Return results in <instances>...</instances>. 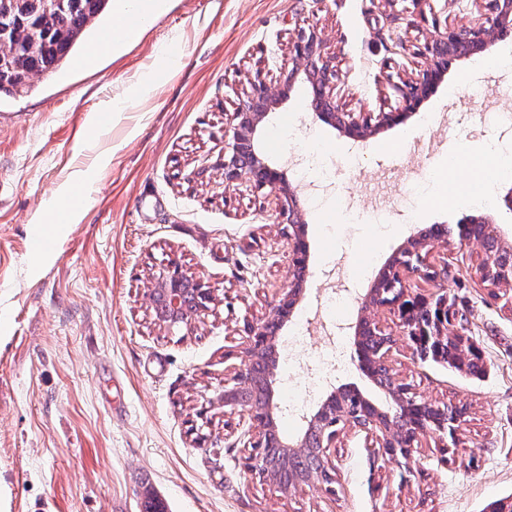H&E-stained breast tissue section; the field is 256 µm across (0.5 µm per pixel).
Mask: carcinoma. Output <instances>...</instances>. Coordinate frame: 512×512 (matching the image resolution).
Segmentation results:
<instances>
[{
  "instance_id": "1",
  "label": "carcinoma",
  "mask_w": 512,
  "mask_h": 512,
  "mask_svg": "<svg viewBox=\"0 0 512 512\" xmlns=\"http://www.w3.org/2000/svg\"><path fill=\"white\" fill-rule=\"evenodd\" d=\"M112 0H0V34L9 47L0 51V97L34 89V76L53 73L69 64L93 40V30L109 12ZM453 234L493 235L484 224H456ZM399 313L410 330L409 340L422 360L430 359L476 375L481 356L462 337L449 332L457 319L455 300L444 294L429 302L406 298Z\"/></svg>"
}]
</instances>
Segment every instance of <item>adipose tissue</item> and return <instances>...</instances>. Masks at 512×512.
Masks as SVG:
<instances>
[{"mask_svg": "<svg viewBox=\"0 0 512 512\" xmlns=\"http://www.w3.org/2000/svg\"><path fill=\"white\" fill-rule=\"evenodd\" d=\"M144 0H112V43L119 46L137 40L150 20L144 15ZM512 161L488 151L474 154L459 148L436 175L424 204L425 210L446 209L463 200L494 194L497 179Z\"/></svg>", "mask_w": 512, "mask_h": 512, "instance_id": "adipose-tissue-1", "label": "adipose tissue"}]
</instances>
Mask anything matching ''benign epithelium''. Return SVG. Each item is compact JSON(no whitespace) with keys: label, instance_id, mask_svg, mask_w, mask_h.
<instances>
[{"label":"benign epithelium","instance_id":"obj_1","mask_svg":"<svg viewBox=\"0 0 512 512\" xmlns=\"http://www.w3.org/2000/svg\"><path fill=\"white\" fill-rule=\"evenodd\" d=\"M487 6L489 15L481 23L447 24L442 28L435 22L432 28L422 30L424 43L419 48V55L426 59L425 65L415 78L394 85L398 106L375 115L368 113L357 116L338 105L330 92V84L336 81L337 74L324 58L326 39L317 30L298 29L291 43L290 73L295 77L302 74L310 83L307 111L315 122L343 132L356 141L369 138L381 127L404 122L436 91L459 57L481 55L497 41L512 40V0H487ZM283 99L282 90L256 76L250 82V91L239 102L236 111L230 113L229 123L224 125L223 137L227 138V142L224 143L223 154L212 162L202 163L195 175L223 180L226 191L243 183H250L257 190L269 188L279 191L281 203L277 223L288 225L292 275L303 281L309 275V267L300 199L286 183L284 171L266 158L258 147L261 123L269 116L271 107ZM385 275L386 290L398 286L403 292L409 276L434 279L438 272L417 250L403 257L393 256L385 266ZM153 280V285L144 289L143 297L155 311L157 319L168 329L184 328L189 332L191 325L208 312L213 301L211 288L204 281L187 276L178 259L162 261L153 274ZM298 292L297 286L284 289L278 298L268 304L265 317L244 322L246 340L241 364L224 379V406L232 411L239 408L247 412L250 421L247 445L252 448V454L248 457L252 471L266 479L271 478L269 445L278 449V454L285 460L295 453L313 448L316 455L314 467L302 480L283 481L278 488L290 495L303 483L334 492L336 471L329 463L327 452L336 447L342 433L338 429L340 424L370 435L382 453L397 463H409L415 444L426 436H434L446 449L458 447L462 416L448 418V407L431 404L407 384L382 379L367 369L362 360L358 361L359 370L388 395L392 401L391 407L383 410L367 399L363 410L344 412L340 410L342 394L349 389L355 391L357 387L341 386L332 391L307 418L306 427L296 440L289 443L283 441L276 431L279 404L275 399L273 382L266 381L262 391H256L251 365L258 361L269 340L280 335L291 321ZM399 300L398 296L384 299L380 293H370L369 299L364 302L367 314L360 317L356 324L355 334L366 330L374 336L375 346L368 352V357L378 367H387L388 353L396 344V339L380 328L374 315L382 310L394 309ZM414 409L426 412L425 418L416 423L411 421L405 429H399L397 421L410 417Z\"/></svg>","mask_w":512,"mask_h":512}]
</instances>
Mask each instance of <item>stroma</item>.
<instances>
[{
    "instance_id": "1",
    "label": "stroma",
    "mask_w": 512,
    "mask_h": 512,
    "mask_svg": "<svg viewBox=\"0 0 512 512\" xmlns=\"http://www.w3.org/2000/svg\"><path fill=\"white\" fill-rule=\"evenodd\" d=\"M449 24L483 21L485 0H167L140 39L100 58L42 76L28 94L0 99V512H482L512 495V310L488 297L475 244L436 245L429 260L447 277H410L409 297L444 292L468 319L485 372L474 377L420 362L398 313L380 324L396 336L389 362L433 402L466 406L463 443L443 454L423 438L403 468L351 429L330 449L336 495L303 487L292 496L244 465L242 413L225 414L224 379L241 363L244 319L263 317L288 288V239L277 193L249 184L225 190L194 178L224 141L223 126L255 76L288 88L280 113L294 121L271 159L291 186L311 181L304 235L310 276L283 331L288 353L274 370L281 435L295 439L332 388L353 383L378 406L384 394L352 361L361 300L421 224L483 213L512 245L502 203L460 204L425 222L426 189L449 152L495 144L512 152V69H473L459 58L436 93L402 125L368 141L313 123L307 88L289 82L299 28L325 34L350 112L395 108L397 78H413L418 15ZM144 98L93 130L96 114L125 88ZM399 140L400 152H384ZM86 182V214L52 225L40 260L26 242L58 188ZM180 259L217 299L192 335L168 330L142 293L156 265ZM353 303L327 295L337 268ZM207 408V441L189 429Z\"/></svg>"
}]
</instances>
